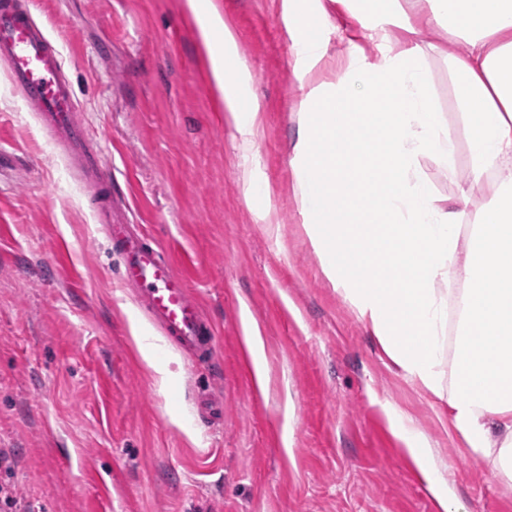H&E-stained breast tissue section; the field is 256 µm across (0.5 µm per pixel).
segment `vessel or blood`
Segmentation results:
<instances>
[{
	"label": "vessel or blood",
	"mask_w": 512,
	"mask_h": 512,
	"mask_svg": "<svg viewBox=\"0 0 512 512\" xmlns=\"http://www.w3.org/2000/svg\"><path fill=\"white\" fill-rule=\"evenodd\" d=\"M0 62L25 106L36 112L54 146L66 156L75 177L104 196L96 210L119 261L123 285L133 288L142 307L166 336L198 361L210 360L214 336L190 296L185 280L157 247L134 237L116 220L112 171L87 126L77 115V101L65 74L62 53L18 0H0Z\"/></svg>",
	"instance_id": "1"
}]
</instances>
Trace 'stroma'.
I'll use <instances>...</instances> for the list:
<instances>
[{
	"label": "stroma",
	"instance_id": "1",
	"mask_svg": "<svg viewBox=\"0 0 512 512\" xmlns=\"http://www.w3.org/2000/svg\"><path fill=\"white\" fill-rule=\"evenodd\" d=\"M27 2L62 47L130 223L214 326L221 370H193L121 288L94 222L99 193L0 65V449L15 460L0 488L18 501L0 512H440L394 430L401 413L449 501L512 512V481L471 461L320 270L289 164L301 90L283 0H211L265 107L255 161L276 193L275 234L244 200V159L186 0ZM430 67L463 172L467 115L439 57ZM207 394L223 420L199 417Z\"/></svg>",
	"mask_w": 512,
	"mask_h": 512
}]
</instances>
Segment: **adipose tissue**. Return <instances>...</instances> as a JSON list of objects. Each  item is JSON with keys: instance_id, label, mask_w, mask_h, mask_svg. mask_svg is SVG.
I'll use <instances>...</instances> for the list:
<instances>
[{"instance_id": "1", "label": "adipose tissue", "mask_w": 512, "mask_h": 512, "mask_svg": "<svg viewBox=\"0 0 512 512\" xmlns=\"http://www.w3.org/2000/svg\"><path fill=\"white\" fill-rule=\"evenodd\" d=\"M341 2L362 40L333 59L324 0H283L302 90L290 160L301 222L324 276L382 352L445 408L475 460L511 480L512 0ZM187 3L225 120L251 156L263 111L251 68L209 0ZM426 27L464 53L424 42ZM433 52L468 112L464 174L435 107ZM428 163L460 183L456 199L437 195Z\"/></svg>"}]
</instances>
